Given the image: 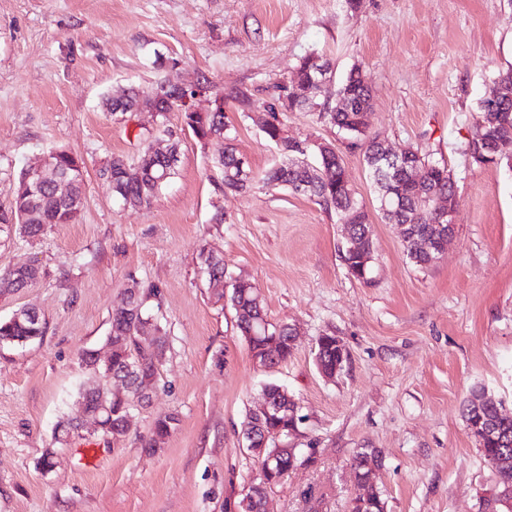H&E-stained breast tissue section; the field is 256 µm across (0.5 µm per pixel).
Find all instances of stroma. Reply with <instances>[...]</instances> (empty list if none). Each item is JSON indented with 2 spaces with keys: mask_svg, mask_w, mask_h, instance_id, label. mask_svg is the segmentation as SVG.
Returning <instances> with one entry per match:
<instances>
[{
  "mask_svg": "<svg viewBox=\"0 0 512 512\" xmlns=\"http://www.w3.org/2000/svg\"><path fill=\"white\" fill-rule=\"evenodd\" d=\"M0 0V212L20 171L50 149L81 157L78 223L35 241L0 224V272L33 262L36 286L0 298V320L36 309L44 333L0 346V512H224L255 467L243 422L264 383L295 396L302 420L288 439L296 466L266 512H350L352 456L383 453L372 479L385 512H482L495 475L461 416L483 387L512 413V170L472 163L465 149L478 102L512 66V0ZM328 59L336 81L362 66L372 91L367 132L445 164L457 186L454 235L421 269L400 227L376 211L360 151L317 112H283L289 135L335 144L369 213L366 279L349 274L333 210L262 177L280 155L258 123L299 59ZM199 83L224 99L233 143L254 176L226 190L179 111L115 114L106 98L164 80ZM328 86L327 96L336 88ZM180 144L177 172L148 206L116 199L101 169L137 158L149 138ZM250 281L271 323L296 330L287 361L256 365L228 302L213 299L200 250ZM157 286L164 355L130 435L57 439L79 416L83 351H106L113 308L132 283ZM349 359L322 377L319 336ZM175 424L147 451L158 417ZM54 452L55 465L38 463Z\"/></svg>",
  "mask_w": 512,
  "mask_h": 512,
  "instance_id": "stroma-1",
  "label": "stroma"
}]
</instances>
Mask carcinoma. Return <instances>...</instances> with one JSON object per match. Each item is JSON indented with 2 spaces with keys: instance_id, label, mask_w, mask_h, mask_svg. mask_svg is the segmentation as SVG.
<instances>
[{
  "instance_id": "carcinoma-1",
  "label": "carcinoma",
  "mask_w": 512,
  "mask_h": 512,
  "mask_svg": "<svg viewBox=\"0 0 512 512\" xmlns=\"http://www.w3.org/2000/svg\"><path fill=\"white\" fill-rule=\"evenodd\" d=\"M320 62H325V59L315 53H309L299 60L289 78L288 89L293 95L289 111H310L318 103L324 92V88L315 82V67ZM493 85L496 88V99L485 97L480 101L479 116L468 140L466 153L479 165H498L504 162L512 168V156L492 153L486 149L485 143L487 129L490 127L494 129L497 139L512 143V67L500 71L493 80ZM336 96L337 105L328 112L319 113V117L352 135L351 146L361 150L376 189L378 213L393 224L408 225V233L403 242L410 262L420 268L433 265L439 259L437 245L425 250L421 247V241L427 237L435 241L448 235V225L439 222V214L433 209L435 199L445 198L454 211L458 207L455 183L448 168L421 157L416 150L411 152L410 162L422 170L420 182L412 181L405 168L398 171L386 168L382 160V155L385 154L383 141L377 136L368 135L358 122L360 113L371 111V90L360 68L354 67L350 70ZM182 115L184 124L200 142L205 141L211 134L224 132L226 145L219 158L224 188L235 192L249 190L252 180L240 175L239 163L243 155L232 144L230 128L225 121L224 104H219L214 112L184 111ZM278 150L282 160L266 172L263 182L268 186H280L295 192V182L306 180L310 184L307 195L334 209L338 216H343L347 211L361 212L359 223L344 225L346 242L355 243L360 249L373 252L368 227L369 214L348 181L342 158L334 153L327 157H316L312 149L305 153L288 144L278 147ZM47 156L53 177L35 187L27 179L26 171H21L13 192L10 213H0V224L14 225L19 235L29 240L43 236L52 225L77 222L84 206L83 160L62 148L49 150ZM176 160L178 146L175 143L169 144L168 154L162 156L145 149L132 162L122 156L110 158V186L113 195L120 198L130 196L149 203V199L174 175ZM329 168L334 171V178L331 180L323 176V171ZM60 179L65 180L69 186L65 196L56 190V181ZM198 265L203 271L207 288L213 290L218 297H224L223 259L217 256L212 262L201 252ZM45 275L46 271L40 267H33L19 275L13 270H7L0 275V281L12 278L16 286L22 288ZM158 295L159 290L154 286L141 287L137 293L128 297L126 307L112 312V368L117 371L129 366L133 368L130 382L134 390L124 397L109 395L106 398L112 408V431L123 437L126 436V415L138 404L146 401V398L138 394V380L155 375L156 365L163 356V328L147 305L148 299ZM230 301L241 336L264 335L262 323L267 321L265 306L246 279H234ZM133 325L149 329L150 335L155 337L154 349L145 352L135 349L128 337L119 335L122 327ZM35 333L40 336L44 333L43 322L39 318H24L19 322L9 319L0 321V337L11 338L16 344ZM269 333H277L282 339L276 357L269 359L270 367L273 368L291 356L294 345L291 344V331L287 324L282 325L277 332L271 323ZM334 362L336 348L323 338H317L316 365L327 367ZM463 417L468 427L475 426L480 421L493 425L498 434L512 439V415L502 412L499 405L489 403L477 407L468 400L465 402ZM259 422L268 433L280 429L285 431L288 428V423L281 416L261 421L249 414L244 423V431L255 430ZM173 423L174 418L171 416L157 419L154 438L147 443L146 448L157 451L156 439L168 435ZM273 451L271 446L257 449L254 455L257 477L252 484L253 495L248 499L242 497L233 502L226 501L225 512H263L267 487L278 484L292 466L288 453L284 452L273 459ZM480 451L486 459L507 455L509 463L495 469V475L499 493L512 500V445L505 447L488 436Z\"/></svg>"
}]
</instances>
